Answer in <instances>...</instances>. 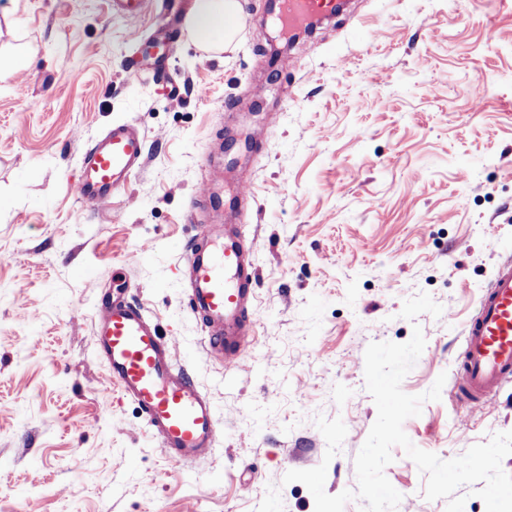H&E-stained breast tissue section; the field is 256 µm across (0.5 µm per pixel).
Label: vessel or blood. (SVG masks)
Masks as SVG:
<instances>
[{
    "instance_id": "vessel-or-blood-1",
    "label": "vessel or blood",
    "mask_w": 512,
    "mask_h": 512,
    "mask_svg": "<svg viewBox=\"0 0 512 512\" xmlns=\"http://www.w3.org/2000/svg\"><path fill=\"white\" fill-rule=\"evenodd\" d=\"M335 0H282L288 27L334 11ZM177 41L156 36L141 49L145 71L174 56ZM146 137L133 124L117 123L83 154L76 193L89 208L106 205L123 189L144 160ZM208 202L191 197L185 210L195 227L184 246L190 274L189 308L206 333L205 351L217 360L237 359L255 334L252 308L256 274L254 244L237 229L206 224ZM97 356L113 384L138 407L170 465L206 459L222 436L210 397L182 368L142 304L117 289L98 309L93 325ZM512 381V260L498 264L475 314L465 326L462 359L456 369L455 399L460 406L495 395Z\"/></svg>"
}]
</instances>
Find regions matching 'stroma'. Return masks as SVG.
<instances>
[{
    "instance_id": "stroma-1",
    "label": "stroma",
    "mask_w": 512,
    "mask_h": 512,
    "mask_svg": "<svg viewBox=\"0 0 512 512\" xmlns=\"http://www.w3.org/2000/svg\"><path fill=\"white\" fill-rule=\"evenodd\" d=\"M192 4L150 0L132 22L110 0H0V52L32 54L0 81V512H315L284 475L324 462L327 494L356 490L377 417L365 350L417 327L402 390L446 381L404 422L411 442L445 460L512 431V383L467 412L453 391L465 325L512 258V0H352L273 66L265 0H239L220 54L170 28ZM167 32L178 53L140 74V42ZM125 121L145 164L92 211L82 155ZM205 192L246 195L229 221L254 242L258 332L223 363L179 250ZM117 271L214 403L224 438L205 460L170 466L95 355ZM320 416L347 428L329 461ZM392 455L396 512H446Z\"/></svg>"
}]
</instances>
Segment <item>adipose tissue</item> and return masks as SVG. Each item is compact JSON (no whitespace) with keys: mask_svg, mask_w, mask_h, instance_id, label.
Segmentation results:
<instances>
[{"mask_svg":"<svg viewBox=\"0 0 512 512\" xmlns=\"http://www.w3.org/2000/svg\"><path fill=\"white\" fill-rule=\"evenodd\" d=\"M239 18L238 0H194L188 28L197 43L216 49L232 42Z\"/></svg>","mask_w":512,"mask_h":512,"instance_id":"ef3b65f1","label":"adipose tissue"}]
</instances>
